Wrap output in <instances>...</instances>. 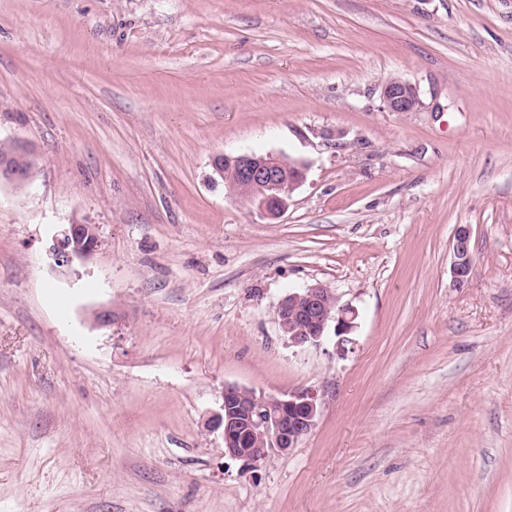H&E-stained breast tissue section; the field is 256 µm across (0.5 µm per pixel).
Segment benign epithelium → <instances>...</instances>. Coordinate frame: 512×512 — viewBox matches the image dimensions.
<instances>
[{"label":"benign epithelium","mask_w":512,"mask_h":512,"mask_svg":"<svg viewBox=\"0 0 512 512\" xmlns=\"http://www.w3.org/2000/svg\"><path fill=\"white\" fill-rule=\"evenodd\" d=\"M381 100L389 112H415L421 105L416 87L399 78L382 85ZM23 161L22 152L0 157V180H23L19 167ZM226 162L236 173V182L228 193L272 219L287 211L292 194L306 178L305 162L274 154L219 156L213 160V169L221 178ZM469 242V228L458 227L453 244V273L460 281L468 277L472 268ZM101 245L96 225L71 224L53 247V259L59 265H68L87 258ZM276 315L281 330L296 346L320 343L329 326H334L336 347L343 352L358 312L353 306L340 303L332 289L315 284L284 297ZM321 406L322 400L310 391L278 397L226 384L222 413L215 415L208 427L223 429L225 455L255 465L272 453L286 454L296 447L316 427Z\"/></svg>","instance_id":"1"}]
</instances>
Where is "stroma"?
Returning a JSON list of instances; mask_svg holds the SVG:
<instances>
[{"instance_id": "1", "label": "stroma", "mask_w": 512, "mask_h": 512, "mask_svg": "<svg viewBox=\"0 0 512 512\" xmlns=\"http://www.w3.org/2000/svg\"><path fill=\"white\" fill-rule=\"evenodd\" d=\"M1 141L0 512H512V0H0ZM244 152L307 163L281 218L214 179ZM315 283L346 352L278 324ZM228 384L318 423L231 459ZM381 100L383 108L389 112H415L421 105L416 87L399 78L382 85ZM102 245L99 229L94 224H71L53 247L54 262L68 265L90 256ZM470 231L467 226H459L453 244V273L459 281L468 277L472 268V256L469 248ZM290 311L292 318L299 315V326L289 324ZM276 315L281 330L296 346L317 345L326 337L329 326L334 323L336 347L344 352L346 344L350 342L346 334L355 326L358 312L349 304H341L331 288L315 284L289 293L278 304Z\"/></svg>"}]
</instances>
